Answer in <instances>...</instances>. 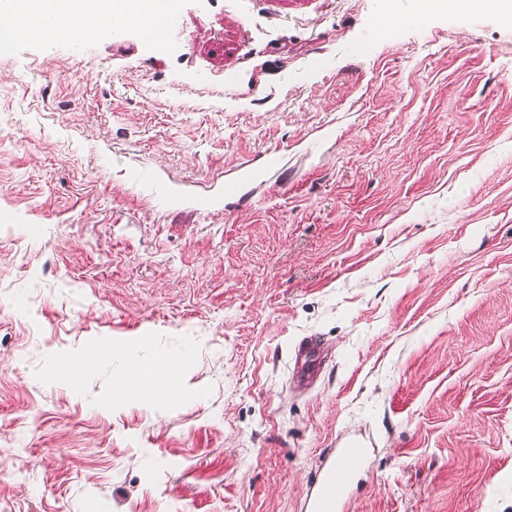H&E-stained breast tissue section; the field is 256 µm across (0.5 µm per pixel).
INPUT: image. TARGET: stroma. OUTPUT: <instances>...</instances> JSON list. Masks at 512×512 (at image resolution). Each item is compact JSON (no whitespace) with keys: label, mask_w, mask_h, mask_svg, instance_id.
<instances>
[{"label":"stroma","mask_w":512,"mask_h":512,"mask_svg":"<svg viewBox=\"0 0 512 512\" xmlns=\"http://www.w3.org/2000/svg\"><path fill=\"white\" fill-rule=\"evenodd\" d=\"M108 342L190 400L58 372ZM345 439L348 512H512V26L180 0L0 53V512H305ZM316 343L309 338L303 339L298 344L295 350V362L299 366V373L302 380H307L315 374L314 362L316 359L312 358V353L316 350ZM124 357L128 368L120 391L126 396L142 398V394L150 391L149 400L168 399L187 401L190 394L184 387L176 365L155 357H141L130 350Z\"/></svg>","instance_id":"obj_1"}]
</instances>
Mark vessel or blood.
<instances>
[{
	"mask_svg": "<svg viewBox=\"0 0 512 512\" xmlns=\"http://www.w3.org/2000/svg\"><path fill=\"white\" fill-rule=\"evenodd\" d=\"M316 343L303 339L295 350V362L302 379H310L315 373L313 352ZM368 456L364 444L347 440L336 450L335 461L326 468L314 483V493L308 501L309 512H343L354 477Z\"/></svg>",
	"mask_w": 512,
	"mask_h": 512,
	"instance_id": "vessel-or-blood-1",
	"label": "vessel or blood"
}]
</instances>
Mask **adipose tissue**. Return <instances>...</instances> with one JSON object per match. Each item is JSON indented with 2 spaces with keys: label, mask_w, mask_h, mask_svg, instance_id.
Listing matches in <instances>:
<instances>
[{
  "label": "adipose tissue",
  "mask_w": 512,
  "mask_h": 512,
  "mask_svg": "<svg viewBox=\"0 0 512 512\" xmlns=\"http://www.w3.org/2000/svg\"><path fill=\"white\" fill-rule=\"evenodd\" d=\"M179 4L180 0H101L100 7L95 8L91 0H13L8 11H0V52L23 39L47 42L61 32L99 38L110 25L133 24L155 40ZM124 357L128 368L120 387L123 394L189 400L176 365L129 350Z\"/></svg>",
  "instance_id": "ef3b65f1"
}]
</instances>
